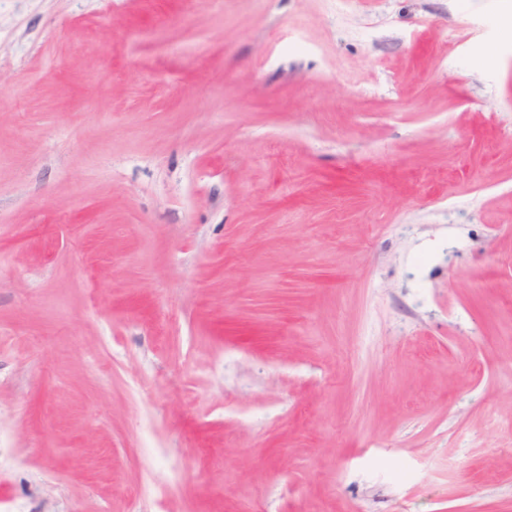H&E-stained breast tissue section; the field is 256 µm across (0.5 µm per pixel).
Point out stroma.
Masks as SVG:
<instances>
[{"instance_id":"35a3bbf8","label":"stroma","mask_w":512,"mask_h":512,"mask_svg":"<svg viewBox=\"0 0 512 512\" xmlns=\"http://www.w3.org/2000/svg\"><path fill=\"white\" fill-rule=\"evenodd\" d=\"M0 512H512V0H0Z\"/></svg>"}]
</instances>
